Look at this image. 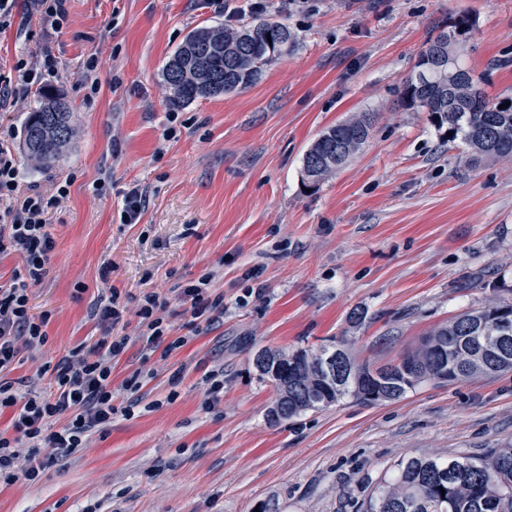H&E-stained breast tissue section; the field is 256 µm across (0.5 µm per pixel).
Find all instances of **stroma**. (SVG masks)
Segmentation results:
<instances>
[{"label":"stroma","instance_id":"35a3bbf8","mask_svg":"<svg viewBox=\"0 0 512 512\" xmlns=\"http://www.w3.org/2000/svg\"><path fill=\"white\" fill-rule=\"evenodd\" d=\"M265 14L288 24L295 49L256 84L179 109L186 125L172 138L162 68L191 30L224 23L207 0H70L62 34L45 36L22 11L0 33L6 69L51 48L59 75L49 85L77 126L45 171L19 150L37 93L0 110L21 191L71 182L47 214L50 274L30 290L33 312L51 314L48 340L21 349L7 378L50 391L49 366L100 336L93 309L112 287L127 308L114 333L132 338L112 363L115 404L129 398L128 376L149 374L133 414L115 415L107 434L68 457L41 449L38 483L0 485V512H82L93 501L101 512H358L400 459L476 457L512 443V372L428 381L375 405L347 398L272 424L274 390L253 365L264 348L340 339L358 362L383 365L462 311L512 302V162L471 161L400 98L426 40L462 14L477 21L468 62L486 93L512 96V0H267ZM93 52L101 90L90 99L83 71ZM362 112L376 115L366 144L304 190L307 149ZM133 184L147 199L139 223L125 224L122 193ZM211 270L223 311L190 333L170 301L168 337L186 344L144 349L141 291ZM256 282L260 295H249ZM214 371L224 389L210 408Z\"/></svg>","mask_w":512,"mask_h":512}]
</instances>
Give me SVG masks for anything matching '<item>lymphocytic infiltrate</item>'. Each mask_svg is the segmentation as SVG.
Listing matches in <instances>:
<instances>
[{
  "mask_svg": "<svg viewBox=\"0 0 512 512\" xmlns=\"http://www.w3.org/2000/svg\"><path fill=\"white\" fill-rule=\"evenodd\" d=\"M38 17L46 34H58L68 23V0H0V30L11 24L17 5ZM58 61L50 50L16 57L8 73H0V109L18 103L57 73ZM0 133V255L19 253L23 274L13 283L0 285V373L10 370L21 348L44 345L49 314L31 311L29 291L42 284L50 271L55 241L48 230L46 214L53 199L65 197L66 184L57 183L52 194L33 189L20 195L18 168L10 141ZM210 275L176 285V296L192 321L209 320L223 309L224 298L212 295ZM166 300L160 293H142L137 316L144 348L154 349L166 341L168 327L160 315ZM105 331L93 344L77 346L58 361L53 370L55 389L44 394L20 391L13 382L0 380V414L10 413V433L0 432V483L23 480L38 483L45 464L37 451L54 448L70 456L85 448L89 436L106 433L115 414L131 415L132 406L113 403L112 361L126 350L129 339L111 333L122 322L125 306L118 290L101 295L95 307ZM28 441L32 450L20 455L18 446Z\"/></svg>",
  "mask_w": 512,
  "mask_h": 512,
  "instance_id": "lymphocytic-infiltrate-1",
  "label": "lymphocytic infiltrate"
}]
</instances>
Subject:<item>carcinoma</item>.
I'll list each match as a JSON object with an SVG mask.
<instances>
[{
  "label": "carcinoma",
  "mask_w": 512,
  "mask_h": 512,
  "mask_svg": "<svg viewBox=\"0 0 512 512\" xmlns=\"http://www.w3.org/2000/svg\"><path fill=\"white\" fill-rule=\"evenodd\" d=\"M476 26V19L461 15L430 37L402 81L401 97L408 107L429 113L435 126L453 132L448 142L465 145L471 160H512V97L490 99L466 60ZM294 47L288 25L273 18L235 28L196 29L163 66L169 105L180 108L252 86L270 63ZM507 100L511 105H505ZM372 121L373 113L363 112L323 130L303 158L306 182L316 187L347 164L367 142ZM74 135L69 103L52 90L42 92L22 130L27 159L43 169L57 166ZM506 333L512 336V304L491 301L430 331L378 381L370 376L373 365L356 362L341 343L347 369L341 391L315 352L279 350L280 357L298 364L277 366L275 398L288 402V418L293 419L345 398L376 404L427 381L453 384L511 371L512 350L505 353L498 345ZM364 512H512V444L482 458H404L376 483Z\"/></svg>",
  "instance_id": "cac0c4a2"
}]
</instances>
